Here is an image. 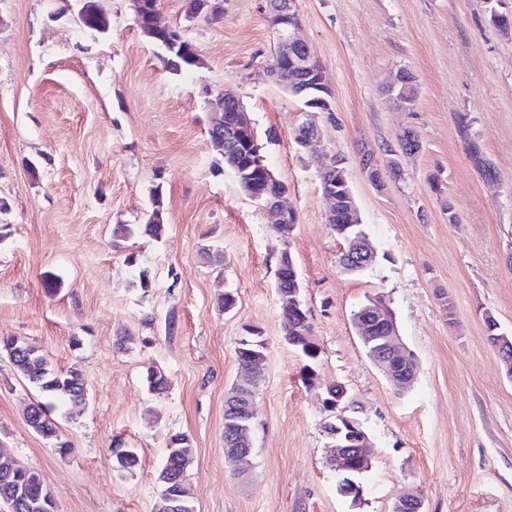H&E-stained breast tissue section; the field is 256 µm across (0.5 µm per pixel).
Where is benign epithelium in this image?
I'll return each mask as SVG.
<instances>
[{"mask_svg": "<svg viewBox=\"0 0 512 512\" xmlns=\"http://www.w3.org/2000/svg\"><path fill=\"white\" fill-rule=\"evenodd\" d=\"M276 13L281 24L280 40L288 43L296 51L291 58V64L281 70V86L285 91L293 93L309 88L310 83L324 84L322 65L319 59L306 48V42L296 35L298 29L297 16L290 0H277ZM213 110L220 113L224 106L230 104L236 112L235 123L226 129L225 134L236 136L245 131L248 121L244 110L234 105V95L220 92L210 100ZM318 127L312 119V114L306 118L297 130L295 138L307 146L317 139ZM251 199L258 202L267 212L271 223L288 224L295 213L282 204L283 194H269L264 190L249 191ZM375 261V255L367 240L358 241L356 250L341 257V264L365 269ZM364 317L358 320L359 335L371 342L379 340V344L370 349L369 356L384 370L389 379L396 383L412 382L418 370L416 358L399 340L392 311L380 300L373 299L364 306ZM345 425L336 427L335 437L332 438L331 462L336 473L342 478L343 491L356 499H361L363 489L353 480L356 473H362L371 468V458L366 454L368 436L361 426L353 423L347 416H341ZM394 512H423L422 498L418 494H410L398 500Z\"/></svg>", "mask_w": 512, "mask_h": 512, "instance_id": "7a95c632", "label": "benign epithelium"}]
</instances>
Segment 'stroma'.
Segmentation results:
<instances>
[{
	"label": "stroma",
	"instance_id": "1",
	"mask_svg": "<svg viewBox=\"0 0 512 512\" xmlns=\"http://www.w3.org/2000/svg\"><path fill=\"white\" fill-rule=\"evenodd\" d=\"M217 2L209 21L159 0L201 60L174 72L133 0H100L105 33L80 23L78 0H0V339L25 337L88 390L58 420L70 444L59 451L29 427L37 393L0 353V451L43 475L58 512H156L176 433L194 449L196 512H392L416 491L424 512H512V378L487 329L492 319L512 336V0H294L332 92L307 149L293 140L303 103L267 73L279 43L270 0ZM402 70L417 88L403 111L386 93ZM227 88L286 186L289 243L207 137L205 94ZM406 130L420 144L410 157ZM366 152L384 189L363 172ZM332 159L376 253L359 274L340 268L345 243L327 222L318 171ZM156 187L163 238L114 248L113 226L143 223ZM285 248L320 347L311 386L284 339ZM377 296L418 358L413 384L394 387L356 334L353 311ZM252 332L267 350L253 466L240 474L224 455V397ZM151 366L167 391H147ZM333 382L373 442L356 504L328 460ZM119 441L138 452L134 475L114 470Z\"/></svg>",
	"mask_w": 512,
	"mask_h": 512
}]
</instances>
